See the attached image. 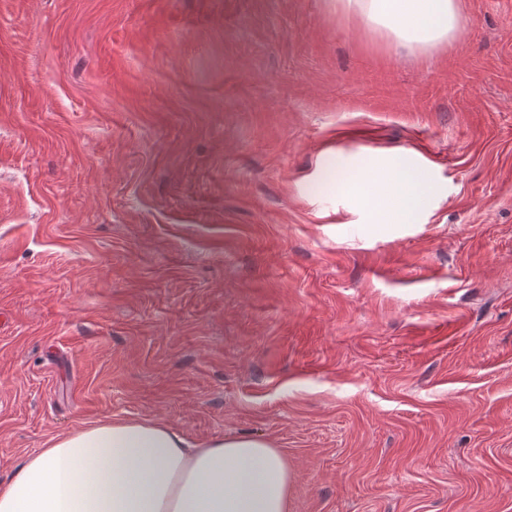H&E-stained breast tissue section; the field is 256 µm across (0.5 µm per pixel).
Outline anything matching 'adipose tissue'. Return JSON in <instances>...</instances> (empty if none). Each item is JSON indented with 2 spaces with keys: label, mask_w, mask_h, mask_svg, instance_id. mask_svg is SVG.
<instances>
[{
  "label": "adipose tissue",
  "mask_w": 512,
  "mask_h": 512,
  "mask_svg": "<svg viewBox=\"0 0 512 512\" xmlns=\"http://www.w3.org/2000/svg\"><path fill=\"white\" fill-rule=\"evenodd\" d=\"M396 41L435 46L461 28L455 0H356ZM391 216L412 220L427 191L398 164L378 179ZM293 473L267 439L224 436L196 448L170 425L112 420L26 457L0 484V512H287Z\"/></svg>",
  "instance_id": "adipose-tissue-1"
}]
</instances>
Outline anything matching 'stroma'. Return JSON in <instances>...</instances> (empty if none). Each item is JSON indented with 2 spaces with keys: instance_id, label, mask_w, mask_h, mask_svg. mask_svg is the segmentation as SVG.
<instances>
[{
  "instance_id": "1",
  "label": "stroma",
  "mask_w": 512,
  "mask_h": 512,
  "mask_svg": "<svg viewBox=\"0 0 512 512\" xmlns=\"http://www.w3.org/2000/svg\"><path fill=\"white\" fill-rule=\"evenodd\" d=\"M456 2L423 50L354 0H0L1 482L158 419L271 440L288 512H512V0ZM382 193L393 202L391 216L403 223L412 220L428 187L421 172L406 164H397L378 178Z\"/></svg>"
}]
</instances>
